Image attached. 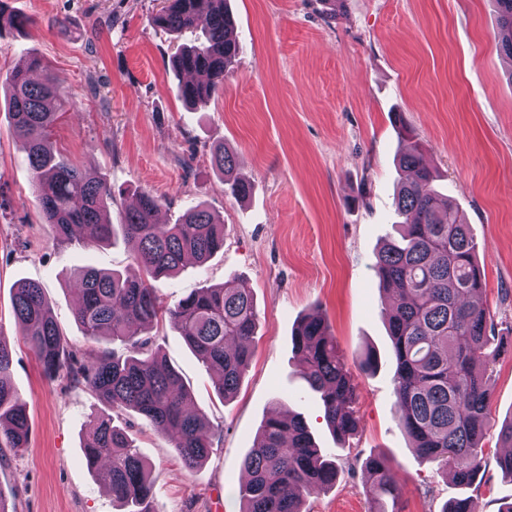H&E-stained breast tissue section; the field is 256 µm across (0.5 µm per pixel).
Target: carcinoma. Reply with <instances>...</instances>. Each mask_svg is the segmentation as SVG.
Instances as JSON below:
<instances>
[{
    "instance_id": "carcinoma-1",
    "label": "carcinoma",
    "mask_w": 512,
    "mask_h": 512,
    "mask_svg": "<svg viewBox=\"0 0 512 512\" xmlns=\"http://www.w3.org/2000/svg\"><path fill=\"white\" fill-rule=\"evenodd\" d=\"M151 24L168 31L201 27L194 45L172 57L179 74L196 80L180 85L190 104L203 102L224 87V77L241 53L230 35L233 17L226 0H167ZM498 14L500 49L512 57V0H493ZM43 67L28 57L13 69L3 86L9 93V117L17 136L27 141V156L45 223L54 240L67 243L77 227L87 241L101 243L115 234L106 212L112 188L96 175L69 165L50 148L48 131L54 107L74 103L63 82L51 73L40 82L29 73ZM393 124L402 147L401 169L412 176L401 181L395 211L401 218L400 239L384 244L376 273L395 304L388 315L394 360V395L399 424L422 457L451 468L462 489L471 487L481 470L483 432L489 422L490 390L486 373L497 356L490 331V310L474 300L483 289L484 274L477 243L465 218L452 201L437 202L434 173L420 145L396 115ZM213 163L231 196L242 199L249 184L232 177L236 158L220 146ZM162 198L139 194L128 207L120 228L142 265L145 276L123 277L93 268L82 272L76 312L84 336L92 341H118L123 353L105 349L75 369L68 360L69 343L52 316L43 288L22 283L14 288L12 308L18 333L35 352L50 377L66 376L85 386L110 409L139 413L192 469L208 456L212 441L204 416L190 408V392L166 359L150 349L130 326L146 327L169 318L211 375L216 393L227 399L236 393L249 366L250 341L256 335L257 311L248 288H201L176 304L164 305L155 282L174 274L191 258L198 263L224 247V224L201 207H192L174 224H158ZM297 367L322 405L324 419L339 441L355 435L359 419L351 408L354 386L344 356L328 325L318 314L302 318L292 335ZM9 348L0 341V448L27 447L29 419L7 376ZM84 456L107 460L95 470L96 479L129 512H150L152 485L146 464L127 432L112 416L92 414ZM503 447L511 449L500 468L512 479V420L499 431ZM248 475L239 491L240 512H303L304 496L336 481V464L317 448L303 417L274 411L263 421L256 445L246 455ZM371 512H398L400 488L380 456L366 460ZM440 512H477L472 497L461 496Z\"/></svg>"
}]
</instances>
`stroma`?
Wrapping results in <instances>:
<instances>
[{"instance_id": "1", "label": "stroma", "mask_w": 512, "mask_h": 512, "mask_svg": "<svg viewBox=\"0 0 512 512\" xmlns=\"http://www.w3.org/2000/svg\"><path fill=\"white\" fill-rule=\"evenodd\" d=\"M9 6L26 23L0 28V75L35 55L63 80L76 104L59 108L53 150L112 187V223L143 191L163 197L162 223L192 205L223 222V249L160 280L163 301L225 283L254 295L253 355L226 400L173 322L143 331L190 390L212 440L208 458L189 469L137 413L116 417L149 466L151 512H239L242 460L278 406L301 414L338 465L335 483L308 495L304 512H368L364 464L377 455L399 483L400 512H439L464 492L479 512L512 501V479L498 464V432L512 418V58L496 39L492 0H228L242 53L223 89L193 111L179 96L171 60L195 35L150 24L161 0ZM396 112L436 170L439 194L470 226L494 342L506 348L489 371L482 468L464 492L415 453L395 406L390 301L375 265L397 220ZM220 145L235 154L236 176L251 184L248 198L225 192L212 162ZM88 268L143 274L123 238L54 242L0 88V339L12 352L11 381L31 424L27 448H0V500L9 512H124L83 454L88 416L103 403L84 385L44 375L12 310L15 284L39 283L73 363L85 364L96 345L74 311L76 282ZM315 312L356 386L360 429L344 444L294 365L292 334ZM370 349L379 359L372 373L359 368Z\"/></svg>"}]
</instances>
